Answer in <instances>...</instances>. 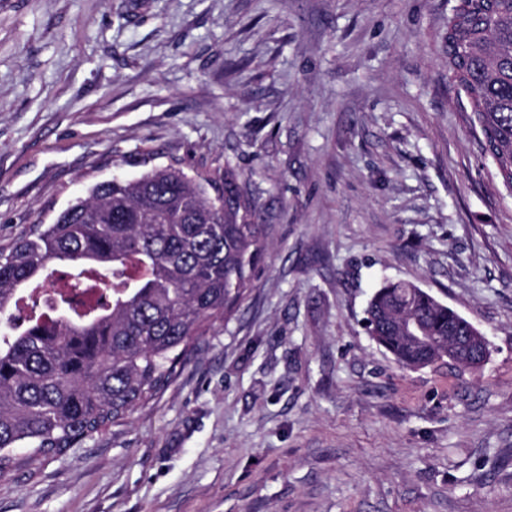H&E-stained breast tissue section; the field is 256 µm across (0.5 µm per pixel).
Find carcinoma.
<instances>
[{
  "mask_svg": "<svg viewBox=\"0 0 512 512\" xmlns=\"http://www.w3.org/2000/svg\"><path fill=\"white\" fill-rule=\"evenodd\" d=\"M446 44L448 80L466 96L485 154L512 193V0H460ZM258 219L230 165L218 179L166 166L93 186L54 223L0 252V475L37 468L162 393L194 341L256 287L268 248ZM107 268L104 299L78 306L60 293L24 327L15 324L20 286L63 275L75 290L90 288ZM365 323L409 370L447 358L448 337L470 327L403 280L374 291ZM19 448L28 449L21 458Z\"/></svg>",
  "mask_w": 512,
  "mask_h": 512,
  "instance_id": "carcinoma-1",
  "label": "carcinoma"
}]
</instances>
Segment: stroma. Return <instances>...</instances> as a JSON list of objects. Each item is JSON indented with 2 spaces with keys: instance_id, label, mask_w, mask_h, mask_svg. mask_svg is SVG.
Instances as JSON below:
<instances>
[{
  "instance_id": "1",
  "label": "stroma",
  "mask_w": 512,
  "mask_h": 512,
  "mask_svg": "<svg viewBox=\"0 0 512 512\" xmlns=\"http://www.w3.org/2000/svg\"><path fill=\"white\" fill-rule=\"evenodd\" d=\"M456 0H0V249L96 183L234 167L268 250L128 423L0 512H512V193L448 80ZM489 340L401 368L384 281Z\"/></svg>"
}]
</instances>
